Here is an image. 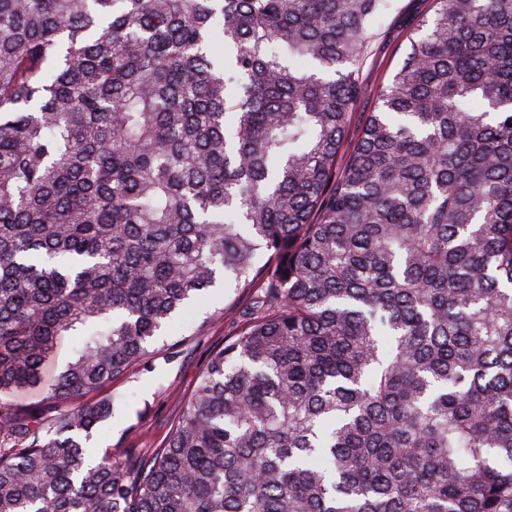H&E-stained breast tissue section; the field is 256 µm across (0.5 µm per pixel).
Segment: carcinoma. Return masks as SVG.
Wrapping results in <instances>:
<instances>
[{
  "mask_svg": "<svg viewBox=\"0 0 512 512\" xmlns=\"http://www.w3.org/2000/svg\"><path fill=\"white\" fill-rule=\"evenodd\" d=\"M391 6L0 0V512H512V0H434L343 154ZM220 288L163 446L89 463Z\"/></svg>",
  "mask_w": 512,
  "mask_h": 512,
  "instance_id": "obj_1",
  "label": "carcinoma"
}]
</instances>
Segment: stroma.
<instances>
[{
    "mask_svg": "<svg viewBox=\"0 0 512 512\" xmlns=\"http://www.w3.org/2000/svg\"><path fill=\"white\" fill-rule=\"evenodd\" d=\"M432 13L433 0H393L392 9L375 30L360 72L365 93L354 109L345 147L356 142L363 115L376 111L377 93L402 63L414 24ZM217 307L223 308V319L207 321V314ZM243 310L240 304L227 308L222 299L212 300L191 314L194 326L183 330L175 348L160 349L148 366L133 368L114 381L106 391L112 415L87 443L90 461L107 454L130 464L149 460L168 438L210 351L233 334Z\"/></svg>",
    "mask_w": 512,
    "mask_h": 512,
    "instance_id": "1",
    "label": "stroma"
}]
</instances>
